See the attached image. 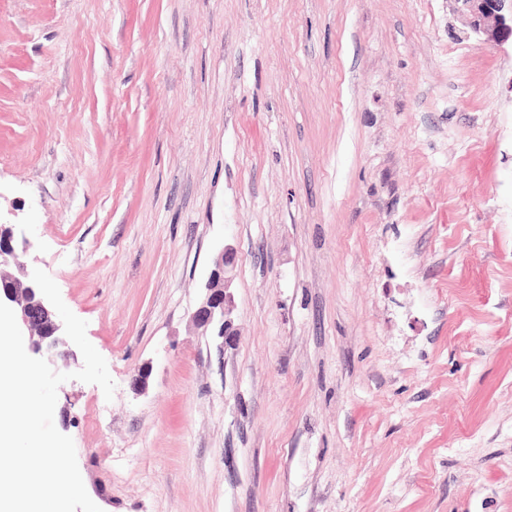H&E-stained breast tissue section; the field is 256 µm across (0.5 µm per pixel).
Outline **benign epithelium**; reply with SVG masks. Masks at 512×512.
<instances>
[{"instance_id":"benign-epithelium-1","label":"benign epithelium","mask_w":512,"mask_h":512,"mask_svg":"<svg viewBox=\"0 0 512 512\" xmlns=\"http://www.w3.org/2000/svg\"><path fill=\"white\" fill-rule=\"evenodd\" d=\"M457 13L473 32L488 42L512 39V0H453ZM29 247L27 239L17 240L15 224L0 217V302L12 308L20 330L29 336L34 352H51L64 344L63 327L50 302L35 292V283L19 261ZM235 262L233 248L224 247L214 258L201 304L191 318L205 329L216 326L218 335L231 336L230 307L225 288L226 273Z\"/></svg>"}]
</instances>
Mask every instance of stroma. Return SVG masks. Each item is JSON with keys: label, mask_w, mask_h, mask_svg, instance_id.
Instances as JSON below:
<instances>
[{"label": "stroma", "mask_w": 512, "mask_h": 512, "mask_svg": "<svg viewBox=\"0 0 512 512\" xmlns=\"http://www.w3.org/2000/svg\"><path fill=\"white\" fill-rule=\"evenodd\" d=\"M0 213L115 382L54 413L103 512H512V43L453 0H0ZM235 262L233 248L224 247L214 258L206 293L201 304L193 311L191 318L200 327L208 329L218 325V335L225 342L232 336L230 331V307L225 288L226 273Z\"/></svg>", "instance_id": "1"}]
</instances>
